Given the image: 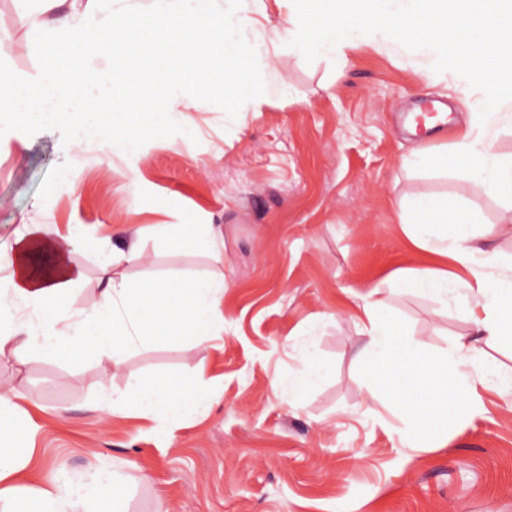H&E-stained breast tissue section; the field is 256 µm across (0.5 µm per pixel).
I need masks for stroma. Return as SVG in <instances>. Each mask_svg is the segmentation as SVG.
<instances>
[{
    "label": "stroma",
    "instance_id": "35a3bbf8",
    "mask_svg": "<svg viewBox=\"0 0 512 512\" xmlns=\"http://www.w3.org/2000/svg\"><path fill=\"white\" fill-rule=\"evenodd\" d=\"M243 9L254 20L250 39L290 90L278 104L243 106L232 120L190 108L195 138L152 141L137 156L67 153L55 130L0 137V245L25 218L87 227L73 255L84 275L73 307L89 304L105 239L129 225L224 232L222 262L148 238L141 260L124 267L135 279L223 274L224 333L209 347L158 340L107 375L96 355L0 362V380H24L41 398L33 486L80 481L99 465L127 476L129 512H512V394L480 391L474 408L458 396L447 446H402L405 422L368 391L358 357L365 338L352 316L353 293L405 264L403 196L458 200L492 224L512 216V203L458 173L404 165L416 144L445 152L479 111V95L429 69L421 52L376 35L346 48L344 66L331 55L306 63L272 34L287 7L244 0ZM0 50L19 74L36 75L32 35L11 28ZM389 303L429 354L441 355L464 328L461 311L428 297L396 289ZM311 327L331 371L293 407L275 384L301 370ZM132 377L198 383L212 406L171 443L148 421L92 411L100 389ZM139 467L148 482L134 480Z\"/></svg>",
    "mask_w": 512,
    "mask_h": 512
}]
</instances>
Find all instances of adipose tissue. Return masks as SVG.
Instances as JSON below:
<instances>
[{"label": "adipose tissue", "instance_id": "1", "mask_svg": "<svg viewBox=\"0 0 512 512\" xmlns=\"http://www.w3.org/2000/svg\"><path fill=\"white\" fill-rule=\"evenodd\" d=\"M397 218L411 249L431 260V268L403 267L388 285L426 295L439 303L466 304V327L442 356L426 355L422 341L404 334L393 317L383 287L361 294L353 315L367 343L362 350L375 398L406 422L407 441L446 436L449 395L465 388L512 391V368L490 359L489 349L512 347V264L504 263L493 242L512 237V223L482 225L480 217L454 201L401 198ZM86 235L84 225L48 228L23 224L12 243L0 247V360L25 363L34 355L77 360L104 357L118 369L127 353L162 337L176 336L202 346L224 330L223 276L134 280L118 267L137 261L143 238L174 247L185 238L206 251L224 235L212 224H144L122 247H111L101 261L103 279L91 303L73 308L69 296L82 274L72 255ZM301 371L277 388L289 400L318 385L326 365L305 346ZM36 396L23 383L0 391V512H124V488L117 473L99 468L90 479H63L48 488L30 484L34 450L29 440L39 429L30 410ZM211 400L196 385L172 392L150 380L129 381L104 393L94 410L135 417L174 433L185 421L204 415Z\"/></svg>", "mask_w": 512, "mask_h": 512}]
</instances>
